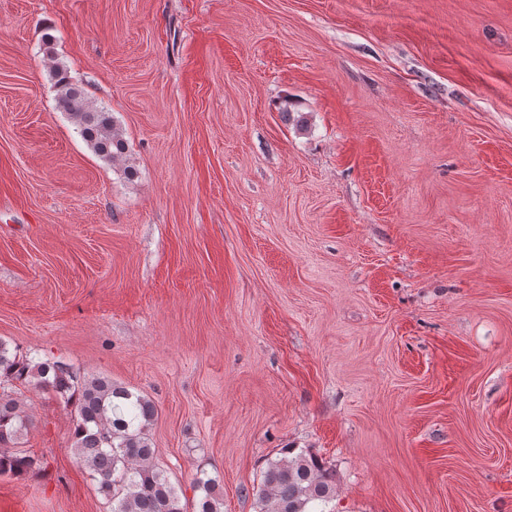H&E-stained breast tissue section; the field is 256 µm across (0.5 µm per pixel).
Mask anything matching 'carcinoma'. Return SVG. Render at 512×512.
<instances>
[{"label":"carcinoma","instance_id":"carcinoma-1","mask_svg":"<svg viewBox=\"0 0 512 512\" xmlns=\"http://www.w3.org/2000/svg\"><path fill=\"white\" fill-rule=\"evenodd\" d=\"M58 103L101 159H122L127 143L112 114L93 106L60 65L52 69ZM51 391L73 410L71 447L112 501V512H187L181 493L154 462L149 426L157 413L145 396L101 376L82 377L68 364L35 359L0 341V475H20L38 465L18 450L31 424L13 387ZM195 512H224L220 479L193 480ZM336 494V470L307 450L285 448L268 462L256 491L259 512H326Z\"/></svg>","mask_w":512,"mask_h":512}]
</instances>
